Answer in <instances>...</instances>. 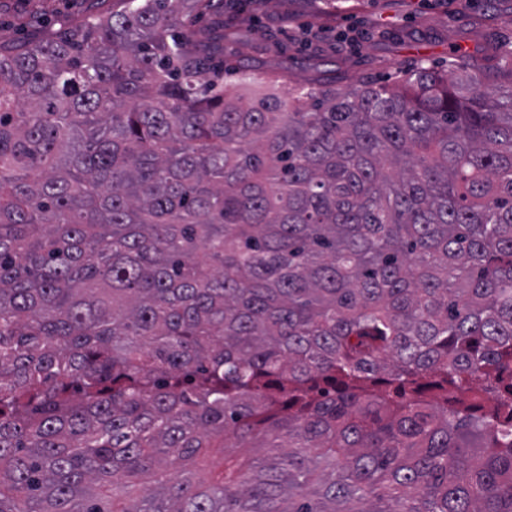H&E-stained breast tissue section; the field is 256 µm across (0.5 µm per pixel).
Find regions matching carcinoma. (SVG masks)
Segmentation results:
<instances>
[{
	"mask_svg": "<svg viewBox=\"0 0 512 512\" xmlns=\"http://www.w3.org/2000/svg\"><path fill=\"white\" fill-rule=\"evenodd\" d=\"M205 11L0 41V512H512V46L279 96Z\"/></svg>",
	"mask_w": 512,
	"mask_h": 512,
	"instance_id": "obj_1",
	"label": "carcinoma"
}]
</instances>
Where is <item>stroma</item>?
<instances>
[{
    "label": "stroma",
    "instance_id": "stroma-1",
    "mask_svg": "<svg viewBox=\"0 0 512 512\" xmlns=\"http://www.w3.org/2000/svg\"><path fill=\"white\" fill-rule=\"evenodd\" d=\"M112 0H0V41L35 36L30 15L50 16L57 34ZM227 67L283 71L287 87L333 81L343 89L370 78L393 81L418 64L448 67L456 46L512 39V0H268L258 20L236 23ZM304 49L289 51L291 43Z\"/></svg>",
    "mask_w": 512,
    "mask_h": 512
}]
</instances>
